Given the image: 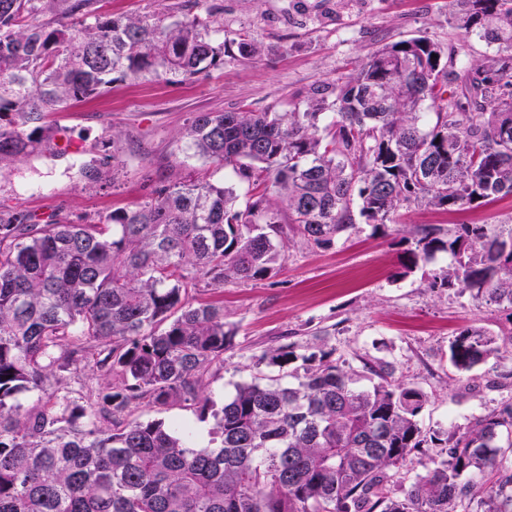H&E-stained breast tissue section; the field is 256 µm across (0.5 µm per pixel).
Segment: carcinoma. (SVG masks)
I'll return each mask as SVG.
<instances>
[{"label":"carcinoma","instance_id":"cac0c4a2","mask_svg":"<svg viewBox=\"0 0 512 512\" xmlns=\"http://www.w3.org/2000/svg\"><path fill=\"white\" fill-rule=\"evenodd\" d=\"M96 2L0 0V173L79 153L46 116L116 75L182 82L261 52L245 31L210 30L208 0L136 18ZM454 2L465 37L496 46L463 73L455 50L415 36L313 90L304 110L198 113L188 150L260 188L243 206L208 180L161 183L81 224L0 207V512H455L475 495L500 512L511 403L426 436L427 394L388 379L389 366H366L377 381L359 388L335 350L305 356L288 343L263 358L281 369L302 360L296 383L241 382L215 411L204 375L234 332L224 305L194 296L201 282L271 276L286 224L329 248L356 212L384 224L412 201L455 211L512 196V0ZM48 10L69 21H40ZM328 108L336 119L322 128ZM274 195L285 212L269 208ZM440 250L455 263L439 287L512 308V236L487 224H460L446 241L427 230L408 265ZM498 351L466 328L448 359L463 374ZM86 366L112 382L81 404L60 385ZM23 392L37 400L21 403ZM145 400L212 414L209 445L189 420H122ZM428 448L442 457L397 495L394 475Z\"/></svg>","mask_w":512,"mask_h":512}]
</instances>
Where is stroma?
Wrapping results in <instances>:
<instances>
[{"instance_id":"1","label":"stroma","mask_w":512,"mask_h":512,"mask_svg":"<svg viewBox=\"0 0 512 512\" xmlns=\"http://www.w3.org/2000/svg\"><path fill=\"white\" fill-rule=\"evenodd\" d=\"M210 2L214 22L230 33L249 31L261 56L228 57L223 67L178 83L119 78L97 98L53 114L54 124L85 135L83 152L47 156L0 176V206L75 223L104 217L139 204L153 185L212 179L213 167L202 160L173 163L195 113L282 112L305 104L314 87L347 77L384 45L413 36L448 47L471 43V53L457 57L462 67L491 53L485 42L465 40L454 0H363L352 11L307 22L285 21L284 0ZM460 224L512 234V197L454 212L412 202L387 224L357 219L327 249L292 235L271 277L229 281L220 291L200 288L198 299L223 302L234 330L223 363L206 375L216 405L255 376L289 383L287 371L260 360L285 342L301 354L333 348L362 387L365 364L387 363L393 379L427 393L420 415L427 434L512 401V312L434 287L454 263L448 252L410 269L403 265L423 229H436L445 240ZM469 327L494 337L499 350L462 376L448 361V345Z\"/></svg>"}]
</instances>
